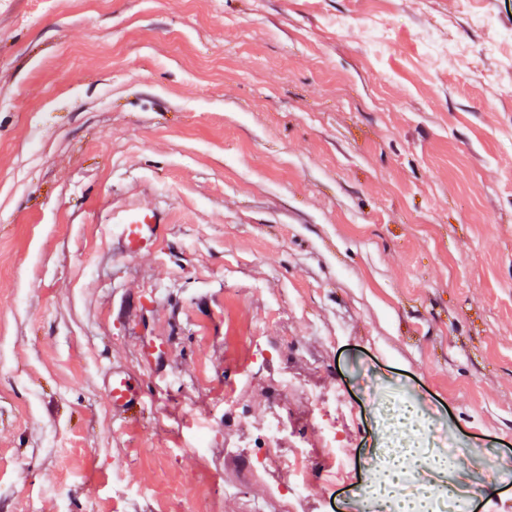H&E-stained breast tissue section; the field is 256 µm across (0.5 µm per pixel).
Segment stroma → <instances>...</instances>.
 <instances>
[{"mask_svg":"<svg viewBox=\"0 0 512 512\" xmlns=\"http://www.w3.org/2000/svg\"><path fill=\"white\" fill-rule=\"evenodd\" d=\"M461 2L389 0L377 52L365 0H0V512H289L294 445L259 465L252 438L282 408L314 436L336 390L352 473L296 512H344L369 450L417 437L368 372L433 403L473 512H512L481 464L512 461V70ZM445 15L468 60H421ZM285 373L317 398L273 402ZM161 224L164 218L154 211L141 212L128 224H123L121 239L125 253L135 257L150 250ZM107 396L119 418L140 408L138 392L131 379L121 370L112 369L106 376Z\"/></svg>","mask_w":512,"mask_h":512,"instance_id":"obj_1","label":"stroma"}]
</instances>
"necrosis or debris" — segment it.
<instances>
[{
  "instance_id": "obj_1",
  "label": "necrosis or debris",
  "mask_w": 512,
  "mask_h": 512,
  "mask_svg": "<svg viewBox=\"0 0 512 512\" xmlns=\"http://www.w3.org/2000/svg\"><path fill=\"white\" fill-rule=\"evenodd\" d=\"M318 433L325 450L322 458L302 451L287 462L289 481L282 496L288 501L306 499L319 477L342 481L349 477L351 450L343 443L335 418L321 420ZM455 458V448L429 425L417 445L379 450L369 459L378 480L361 488L357 512H468L467 496L443 478Z\"/></svg>"
}]
</instances>
